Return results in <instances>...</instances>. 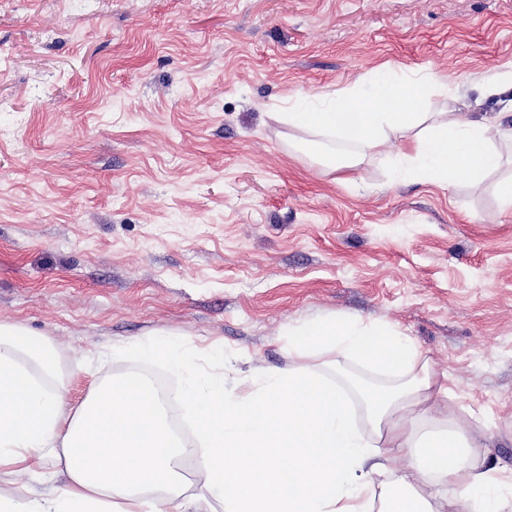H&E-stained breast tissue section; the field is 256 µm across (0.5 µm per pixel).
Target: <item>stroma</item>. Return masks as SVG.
<instances>
[{
    "label": "stroma",
    "mask_w": 512,
    "mask_h": 512,
    "mask_svg": "<svg viewBox=\"0 0 512 512\" xmlns=\"http://www.w3.org/2000/svg\"><path fill=\"white\" fill-rule=\"evenodd\" d=\"M435 71L476 120L512 75V0H0V322L74 366L183 380L130 343L224 351L226 389L296 363L318 317L392 325L448 376L512 478V209L413 182L386 155L332 169L277 120L299 97Z\"/></svg>",
    "instance_id": "35a3bbf8"
}]
</instances>
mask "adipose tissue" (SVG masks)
Instances as JSON below:
<instances>
[{
  "instance_id": "ef3b65f1",
  "label": "adipose tissue",
  "mask_w": 512,
  "mask_h": 512,
  "mask_svg": "<svg viewBox=\"0 0 512 512\" xmlns=\"http://www.w3.org/2000/svg\"><path fill=\"white\" fill-rule=\"evenodd\" d=\"M437 73L384 82L362 94L296 101L288 125L299 146L334 169H351L391 140L407 178L447 189L502 167L512 128L449 112L433 124ZM296 366L259 372L246 392L224 388L223 368L165 337L136 343L149 361L185 378L194 440L170 421L145 377L94 382L78 404L52 339L0 322V471L39 488L0 493V512H512L477 453L467 421L449 422L445 374L388 326L324 318L289 329ZM362 360L397 383L359 389L373 427L357 428L345 388L325 369ZM195 465L184 482L179 465Z\"/></svg>"
}]
</instances>
